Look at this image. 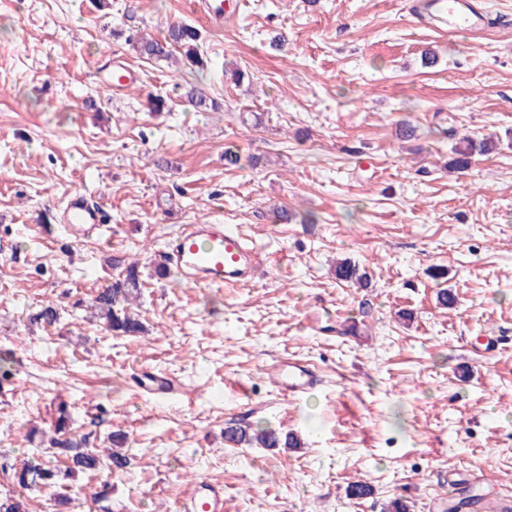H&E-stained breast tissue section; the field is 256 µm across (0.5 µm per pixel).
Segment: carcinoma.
I'll return each mask as SVG.
<instances>
[{"instance_id":"cac0c4a2","label":"carcinoma","mask_w":512,"mask_h":512,"mask_svg":"<svg viewBox=\"0 0 512 512\" xmlns=\"http://www.w3.org/2000/svg\"><path fill=\"white\" fill-rule=\"evenodd\" d=\"M199 32L191 25L181 23L168 28L167 37L164 40L156 38L139 37L132 46L140 56L149 59L166 60L173 54L172 47L184 50L185 57L192 62H200L196 52ZM186 97L191 105L205 111L217 107V103L210 98L208 92L198 86L191 87ZM494 143L489 140L473 139L469 136L462 138L461 145L454 148L455 158L449 163V167L456 170L469 168L472 158L492 150ZM336 278L348 283L361 285L366 282V274L349 262H340L336 265ZM140 288L139 278L134 266L125 268V275L101 289L93 298L90 308L94 316L102 321L104 328L109 332L122 335H134L141 332V323L127 312L126 303ZM58 420L54 425L53 436L49 439V447L55 452L67 457L71 465L61 470L42 460H28L18 467H10L13 478L19 487L31 488H63L64 483L75 473H93L102 467L110 470H122L127 465V458L119 452H111L107 455V461H102L99 452L85 447L84 439L76 436H66V427L70 417L68 405L64 402L57 407ZM224 439L228 443L239 445L243 442L255 444L263 448H294L297 442L290 436H282L276 430L265 427L257 430L249 436L237 427L224 429ZM0 512H29L27 503L20 495L8 494L0 498Z\"/></svg>"}]
</instances>
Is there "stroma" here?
<instances>
[{
    "instance_id": "35a3bbf8",
    "label": "stroma",
    "mask_w": 512,
    "mask_h": 512,
    "mask_svg": "<svg viewBox=\"0 0 512 512\" xmlns=\"http://www.w3.org/2000/svg\"><path fill=\"white\" fill-rule=\"evenodd\" d=\"M486 2L481 34L443 37L405 0H241L213 25L190 0H0V355L12 372L0 453L64 465L42 441L62 399L91 447L120 430L128 456L123 470L75 474L60 499L7 472L1 494L23 493L29 512H176L205 479L223 486L225 512H385L395 498L431 512L464 470L479 493L512 494V0ZM180 22L199 30L203 65L147 60L128 42ZM119 60L140 76L123 93L109 86ZM192 85L218 109L195 111ZM150 95L166 112L145 109ZM404 121L415 139L399 138ZM465 135L496 147L449 170ZM75 192L107 226L73 244L59 217ZM183 224L256 241L257 278L158 276ZM115 256L139 271L134 336L88 310L118 278ZM344 260L368 287L337 279ZM444 288L455 307L438 305ZM48 304L58 321L32 322ZM288 357L318 373L293 400L268 376ZM143 367L187 395L139 393ZM231 425L299 445L235 447ZM355 482L371 494L350 497Z\"/></svg>"
}]
</instances>
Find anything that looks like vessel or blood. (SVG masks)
I'll return each mask as SVG.
<instances>
[{"label": "vessel or blood", "mask_w": 512, "mask_h": 512, "mask_svg": "<svg viewBox=\"0 0 512 512\" xmlns=\"http://www.w3.org/2000/svg\"><path fill=\"white\" fill-rule=\"evenodd\" d=\"M412 10L419 22L443 34H462L482 29L485 13L478 0H414ZM61 222L73 241L93 237L102 217L83 193L68 199ZM165 262L188 285L227 288L252 280L260 266V248L222 224H185L170 237L162 251ZM284 397L306 393L317 383L314 369L306 363L286 359L273 369ZM136 386L144 392L173 396L184 394L183 386L151 371L139 374ZM468 483L457 479L448 483L449 499L458 501L463 512H512V496L502 494L482 498L466 495ZM180 512H224V489L206 480H197L184 496Z\"/></svg>", "instance_id": "obj_1"}]
</instances>
